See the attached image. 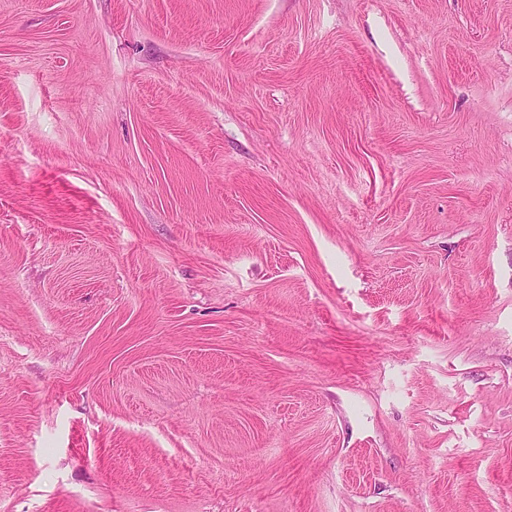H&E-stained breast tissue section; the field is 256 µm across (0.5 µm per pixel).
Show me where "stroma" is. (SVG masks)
<instances>
[{
    "instance_id": "35a3bbf8",
    "label": "stroma",
    "mask_w": 512,
    "mask_h": 512,
    "mask_svg": "<svg viewBox=\"0 0 512 512\" xmlns=\"http://www.w3.org/2000/svg\"><path fill=\"white\" fill-rule=\"evenodd\" d=\"M0 512H512V0H0Z\"/></svg>"
}]
</instances>
